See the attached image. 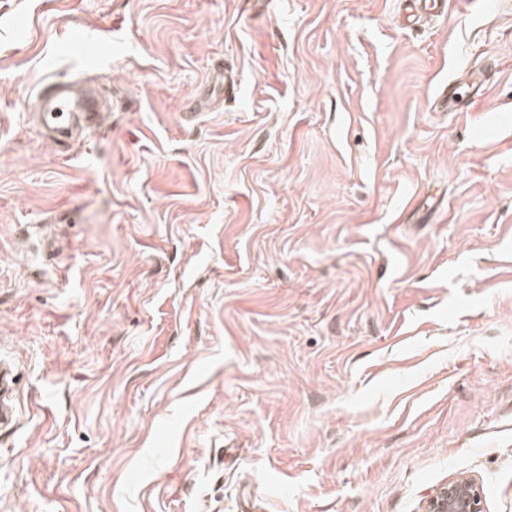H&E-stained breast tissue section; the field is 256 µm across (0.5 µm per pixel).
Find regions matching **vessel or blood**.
Returning <instances> with one entry per match:
<instances>
[{
  "label": "vessel or blood",
  "mask_w": 512,
  "mask_h": 512,
  "mask_svg": "<svg viewBox=\"0 0 512 512\" xmlns=\"http://www.w3.org/2000/svg\"><path fill=\"white\" fill-rule=\"evenodd\" d=\"M447 11V0H404L402 6V15L409 24L422 15L439 17ZM486 90L484 72H471L440 87L437 103L451 111L465 112L484 96ZM36 103L38 110L33 115L36 125L58 142L71 135L75 127H91L98 123L95 99L72 79L44 84L36 95ZM15 390L16 373L8 362L0 358V429L14 425L17 420Z\"/></svg>",
  "instance_id": "1"
}]
</instances>
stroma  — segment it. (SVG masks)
Listing matches in <instances>:
<instances>
[{"mask_svg": "<svg viewBox=\"0 0 512 512\" xmlns=\"http://www.w3.org/2000/svg\"><path fill=\"white\" fill-rule=\"evenodd\" d=\"M397 17L0 0V512H417L458 475L512 512V0ZM79 75L61 147L32 104ZM486 81L484 71L468 73L458 81H448V86L440 87L437 103L448 111H468L476 100L484 96ZM82 82L72 79L54 80L44 84L36 95L39 112L32 116L44 134L55 141L72 134L80 125H98L100 108L96 100L82 91ZM16 373L13 367L0 358V429L10 427L17 420L15 403Z\"/></svg>", "mask_w": 512, "mask_h": 512, "instance_id": "obj_1", "label": "stroma"}]
</instances>
